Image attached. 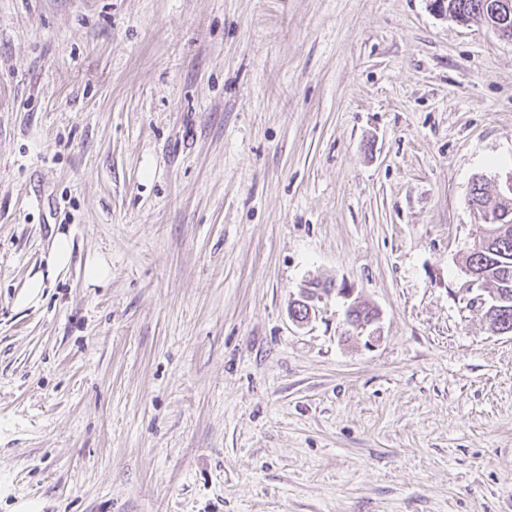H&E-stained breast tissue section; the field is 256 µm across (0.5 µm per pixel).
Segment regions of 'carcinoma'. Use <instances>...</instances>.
<instances>
[{
	"instance_id": "obj_1",
	"label": "carcinoma",
	"mask_w": 512,
	"mask_h": 512,
	"mask_svg": "<svg viewBox=\"0 0 512 512\" xmlns=\"http://www.w3.org/2000/svg\"><path fill=\"white\" fill-rule=\"evenodd\" d=\"M489 0H434L450 18L483 21ZM471 206L481 217L479 235L466 257L468 275L491 287L487 305L476 311L488 328L512 335V194L490 190L484 178L470 187Z\"/></svg>"
}]
</instances>
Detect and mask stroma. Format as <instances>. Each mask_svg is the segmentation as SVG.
Masks as SVG:
<instances>
[{
  "label": "stroma",
  "mask_w": 512,
  "mask_h": 512,
  "mask_svg": "<svg viewBox=\"0 0 512 512\" xmlns=\"http://www.w3.org/2000/svg\"><path fill=\"white\" fill-rule=\"evenodd\" d=\"M431 2L0 0V512H512V42ZM487 185L477 177L470 187L471 206L483 224L465 267L472 279L491 287L487 305L476 308L482 320L512 335V194ZM72 259V243L68 234L57 233L47 258L48 274H58L67 270ZM85 274L89 284H105L111 277V264L100 256L88 259L85 265ZM315 281H308L306 284H304L300 289V298L296 300V303L294 305H305L309 310V315L306 319H301L299 314L296 316H291L293 321L297 325H303L304 323H307L308 320L311 318L313 310L316 308V302L322 300L323 294L320 288L316 287Z\"/></svg>",
  "instance_id": "1"
}]
</instances>
